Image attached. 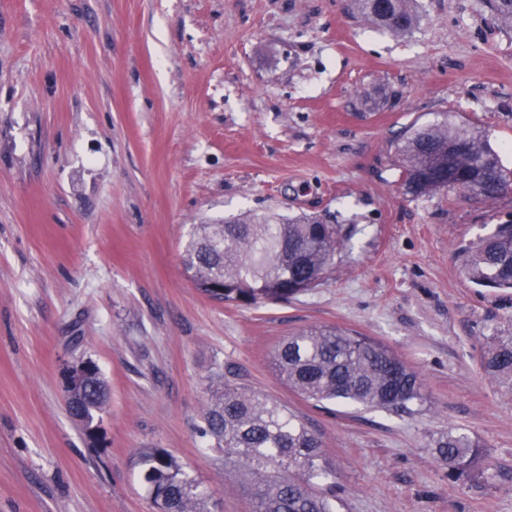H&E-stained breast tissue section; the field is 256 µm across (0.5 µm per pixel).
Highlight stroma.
I'll list each match as a JSON object with an SVG mask.
<instances>
[{"instance_id": "stroma-1", "label": "stroma", "mask_w": 512, "mask_h": 512, "mask_svg": "<svg viewBox=\"0 0 512 512\" xmlns=\"http://www.w3.org/2000/svg\"><path fill=\"white\" fill-rule=\"evenodd\" d=\"M396 36L352 0H0V512H155L137 464L179 457L210 512H251L200 434L231 382L300 414L336 470L335 512H512V395L485 377L512 292L474 287L458 248L512 224L493 201L413 198L396 142L447 118L512 171V29L488 0H417ZM309 214L342 244L317 282L255 304L194 288L196 225ZM372 337L422 380L419 411L315 407L278 376L289 335ZM98 365L100 441L65 404ZM486 446L494 484L448 479V428ZM94 368V362L83 361L80 364L72 367L67 377L66 385V406L69 407L72 395L81 391L85 379L88 377L90 371Z\"/></svg>"}]
</instances>
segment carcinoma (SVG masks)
Instances as JSON below:
<instances>
[{
	"label": "carcinoma",
	"instance_id": "cac0c4a2",
	"mask_svg": "<svg viewBox=\"0 0 512 512\" xmlns=\"http://www.w3.org/2000/svg\"><path fill=\"white\" fill-rule=\"evenodd\" d=\"M354 7L361 18L396 35L416 23L412 0H387L384 8L376 0H354ZM491 9L500 27L512 28V0H492ZM397 150L402 186L412 197L445 187L450 165L461 190L487 201L512 181L482 131L446 119L410 129ZM339 245L337 229L313 216L202 224L186 249L184 266L203 294L221 302L256 303L293 295L299 285L310 287ZM457 260L473 285L512 290V224H501L461 247ZM227 281L242 287L214 295L212 287ZM273 282L288 287H269ZM274 365L289 388L315 405L337 402L413 414L423 403L422 380L415 371L382 343L338 327L289 336L278 346ZM481 365L489 379L512 392V332L487 339ZM108 402L109 389L97 369L88 398L75 408L91 443ZM203 421L201 436L208 447L224 454V467L250 482L254 512H334L336 471L322 452L320 437L277 400L226 385L212 395ZM431 450L454 483L472 488L493 480L484 445L466 433L450 428L433 440ZM140 466L157 512H208V492L168 450L142 452Z\"/></svg>",
	"mask_w": 512,
	"mask_h": 512
}]
</instances>
